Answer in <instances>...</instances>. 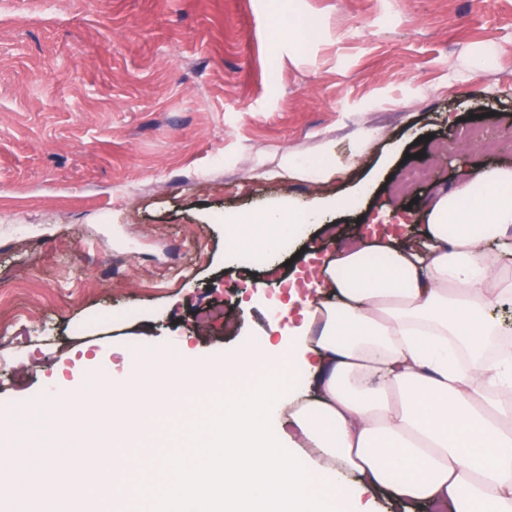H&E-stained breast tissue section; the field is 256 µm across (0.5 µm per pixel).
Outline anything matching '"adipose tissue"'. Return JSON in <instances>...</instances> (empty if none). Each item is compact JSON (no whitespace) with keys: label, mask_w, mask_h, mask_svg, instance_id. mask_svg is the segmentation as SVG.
I'll list each match as a JSON object with an SVG mask.
<instances>
[{"label":"adipose tissue","mask_w":512,"mask_h":512,"mask_svg":"<svg viewBox=\"0 0 512 512\" xmlns=\"http://www.w3.org/2000/svg\"><path fill=\"white\" fill-rule=\"evenodd\" d=\"M314 218L285 202L227 218L225 241L233 251L256 237L272 245L285 223ZM419 233L427 245L421 252L392 236L338 250L286 337L278 323L294 310L279 301L271 338L226 363L202 365L184 349L158 352L132 360L127 379L103 373L95 387L72 384L39 407L40 423L29 433L0 426V462L14 460L17 448L38 449L36 473L53 488L59 512H89L101 499L129 512L142 502L138 481L158 483L161 454L113 455L97 466L93 491L78 494L86 460L58 459L51 446L74 435V411L87 396L111 407L118 444L134 433L163 441L214 382L250 394L259 375L286 369L307 377L308 395L286 396L282 429L309 457L314 488L329 484L327 504L369 512V498L386 495L434 512H474L479 502L512 512V404L495 397L512 389V375L476 351L494 330L488 308L512 300V169H474L468 185L427 207ZM370 254L380 263L369 264Z\"/></svg>","instance_id":"1"}]
</instances>
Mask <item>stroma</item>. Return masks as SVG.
I'll return each instance as SVG.
<instances>
[{
  "instance_id": "stroma-1",
  "label": "stroma",
  "mask_w": 512,
  "mask_h": 512,
  "mask_svg": "<svg viewBox=\"0 0 512 512\" xmlns=\"http://www.w3.org/2000/svg\"><path fill=\"white\" fill-rule=\"evenodd\" d=\"M474 124L492 150L436 153ZM510 131L512 0H0V422L133 345L236 356L281 279L368 226L422 247L428 203L512 168ZM327 142L337 178L289 173ZM288 199L319 223L240 271L225 218Z\"/></svg>"
}]
</instances>
